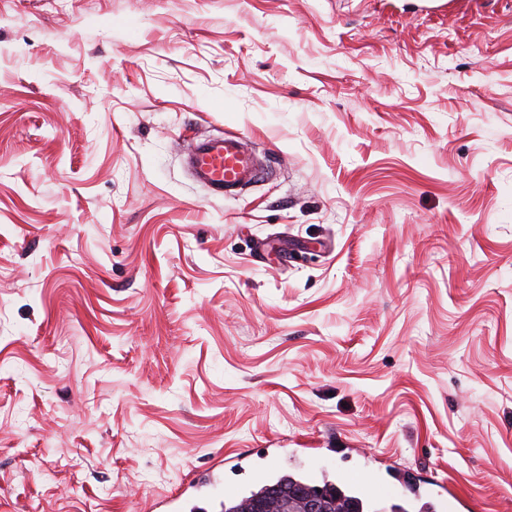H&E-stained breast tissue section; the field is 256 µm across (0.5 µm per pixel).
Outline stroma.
I'll use <instances>...</instances> for the list:
<instances>
[{
  "label": "stroma",
  "mask_w": 512,
  "mask_h": 512,
  "mask_svg": "<svg viewBox=\"0 0 512 512\" xmlns=\"http://www.w3.org/2000/svg\"><path fill=\"white\" fill-rule=\"evenodd\" d=\"M286 473L512 512V0H0V512ZM194 180L215 197H235L261 177L255 155L235 133L194 138L187 153Z\"/></svg>",
  "instance_id": "35a3bbf8"
}]
</instances>
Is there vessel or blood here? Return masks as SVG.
<instances>
[{
    "label": "vessel or blood",
    "instance_id": "b4317fda",
    "mask_svg": "<svg viewBox=\"0 0 512 512\" xmlns=\"http://www.w3.org/2000/svg\"><path fill=\"white\" fill-rule=\"evenodd\" d=\"M194 180L216 197H235L261 177L255 155L235 133L196 138L187 153Z\"/></svg>",
    "mask_w": 512,
    "mask_h": 512
}]
</instances>
